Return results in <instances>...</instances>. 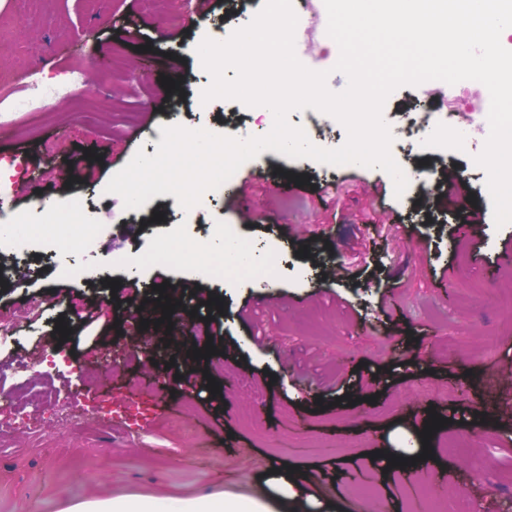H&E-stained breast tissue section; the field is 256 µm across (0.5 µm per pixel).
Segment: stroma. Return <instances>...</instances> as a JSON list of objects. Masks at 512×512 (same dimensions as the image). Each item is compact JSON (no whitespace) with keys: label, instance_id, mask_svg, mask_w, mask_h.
<instances>
[{"label":"stroma","instance_id":"35a3bbf8","mask_svg":"<svg viewBox=\"0 0 512 512\" xmlns=\"http://www.w3.org/2000/svg\"><path fill=\"white\" fill-rule=\"evenodd\" d=\"M264 0H207L187 22L147 9L144 0H0V77L24 83L21 58H51L47 75L71 55H90L81 93L66 90L43 111L0 105V160H21L1 205L27 223L41 222L26 204L32 194L63 208L83 201L103 224L88 247L61 252L36 234L25 259L0 281V311L41 304L34 330L0 338V363L26 358L19 377L0 383V512H64L85 499L123 494L184 497L246 495L263 468L277 463L308 478L307 489L345 507L352 490H370L382 512H407L411 492L447 475L449 499L476 512H512V313L494 302L512 293V268L500 261L512 224L495 228L485 171L474 156L436 138L391 153L406 169L431 167L462 180L458 210L440 212V183L409 182L395 196L391 177L355 164L320 163L264 152L244 163L234 184L249 195L246 212L225 190L203 195L184 211L171 196L152 197L136 212L105 194L111 177L139 149L154 147L160 125L177 123L236 135L270 127L256 108L229 99L200 100L208 72L196 52L202 38L230 36ZM175 82L172 90L162 77ZM474 85L428 82L404 86L385 112H432L453 104L465 113L482 96ZM64 149L48 154L45 139ZM484 216L470 239L467 213ZM392 222L378 223L381 211ZM163 214L155 221L153 213ZM210 224L240 225L271 282L256 287L248 271L225 268L211 279L180 261L158 263L159 241L200 236ZM136 256L101 272L105 256ZM182 294V323L203 324L210 337L180 326L142 331L146 340L173 332L171 353L180 384L142 367L137 348L116 349L130 305H156L159 285ZM210 297L201 305L197 295ZM70 330L61 338L55 328ZM213 344L223 370L198 357ZM219 386L211 393L208 382ZM91 394L106 404L137 400L150 415L139 435L108 411L70 430L51 419L54 403ZM444 427L418 466L386 469L382 449L419 435L430 412ZM468 433L469 444L436 452L440 437ZM318 437L347 444L346 454H310Z\"/></svg>","mask_w":512,"mask_h":512}]
</instances>
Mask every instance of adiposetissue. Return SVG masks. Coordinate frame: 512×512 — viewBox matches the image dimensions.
Masks as SVG:
<instances>
[{"mask_svg":"<svg viewBox=\"0 0 512 512\" xmlns=\"http://www.w3.org/2000/svg\"><path fill=\"white\" fill-rule=\"evenodd\" d=\"M335 504L307 494L284 469L267 467L251 495L117 496L71 505L66 512H335Z\"/></svg>","mask_w":512,"mask_h":512,"instance_id":"obj_1","label":"adipose tissue"}]
</instances>
